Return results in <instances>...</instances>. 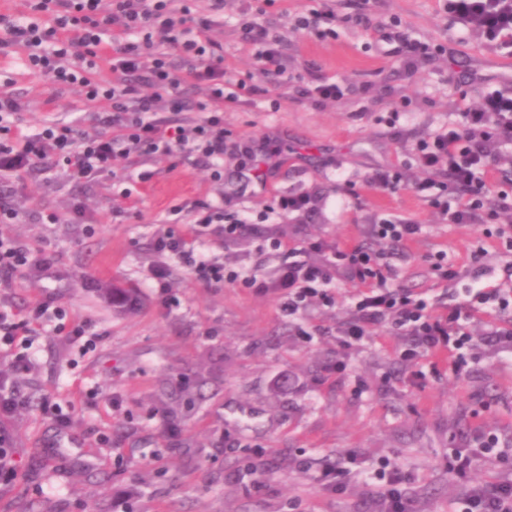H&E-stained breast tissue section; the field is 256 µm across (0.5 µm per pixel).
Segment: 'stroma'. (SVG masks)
<instances>
[{
	"instance_id": "35a3bbf8",
	"label": "stroma",
	"mask_w": 512,
	"mask_h": 512,
	"mask_svg": "<svg viewBox=\"0 0 512 512\" xmlns=\"http://www.w3.org/2000/svg\"><path fill=\"white\" fill-rule=\"evenodd\" d=\"M448 0H272L260 21L282 38L288 80H268V96L224 107L233 138L269 135L287 150L269 175L270 193L225 157L212 180L193 160L172 165L154 157L118 161L114 175L85 182L64 169L39 175L0 171V201L19 214L0 237L42 249L45 268L21 270L0 285V305L23 310L44 300L64 309L34 338L36 365L18 381L29 407L1 421L13 442L14 477L0 476V512H383L375 469L409 473L404 487L413 512H448L472 488L512 479V461H472L466 477L448 471L452 449L472 448L477 432L512 448V353L486 344L485 322L471 323L477 347L466 374L410 385L412 366L398 361L403 337L389 327L340 348L336 329L350 313L360 284L339 274L332 306L313 305L297 319L281 310L276 283L286 248L321 239L341 245H385L372 224L406 218L422 233L393 255L400 285L415 292L444 289L438 254L464 270L457 283H505L512 251L477 224H451L413 183L426 175L412 159L416 143L465 107L492 94L512 96V51L447 8ZM242 0H224V23L211 36L224 46V71L238 80L255 74L252 49L240 27ZM336 14V33L292 28L295 16L322 7ZM398 21L427 42L429 57L406 63L374 33V22ZM21 50L0 55L7 92L19 97L22 128L60 119L86 135L101 134L97 106L76 86L59 88L24 73ZM345 86L342 97H301L317 76ZM402 114L398 129L382 119ZM400 168L406 188L388 192L368 178ZM151 172L139 182L140 172ZM135 192L122 200V188ZM282 190L318 197L316 213H269ZM233 199L254 231L227 243L204 232L197 248L225 269L256 275L262 285L207 287L177 258L158 252L170 208ZM57 220L49 224L46 214ZM284 247L272 249L270 238ZM137 288L143 306L116 316L100 288ZM88 325L86 336L73 328ZM315 329L311 341L296 326ZM346 364L334 372L336 360ZM109 435L104 444L100 435ZM355 453L366 471L351 472L341 492H320L326 465ZM263 458L256 478L251 465Z\"/></svg>"
}]
</instances>
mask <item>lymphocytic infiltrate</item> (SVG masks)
<instances>
[{"label":"lymphocytic infiltrate","instance_id":"lymphocytic-infiltrate-1","mask_svg":"<svg viewBox=\"0 0 512 512\" xmlns=\"http://www.w3.org/2000/svg\"><path fill=\"white\" fill-rule=\"evenodd\" d=\"M224 0H210V12L192 16L184 0H26L22 20L0 15V53L24 51L27 71L59 87L79 86L91 102L104 103L98 115L103 136H77L71 123L55 121L32 134L22 133L17 122L20 100L0 93V162L12 169L21 165L47 173L66 167L78 180L112 173L118 159L136 156L195 157L214 179L224 175V157H239L242 165L272 160L280 153L270 139L238 143L224 133V106L242 97L261 94L262 86L232 81L224 74V46L210 36L219 22ZM255 47L260 76L286 77L288 59L279 48L280 36L248 17L243 23ZM120 35H112V28ZM186 64L176 74L171 52ZM106 64L111 80L96 79L99 64ZM204 87L206 98L196 106L199 118L174 124L166 113L187 111L184 85ZM512 150V107L499 96L488 97L478 108H464L427 139L418 142L414 161L423 171L443 175L455 199L436 196L431 204L452 224H485L495 219L486 209L495 192V161ZM193 221L214 227L227 242L247 238L253 227L227 202L206 201L194 206ZM195 236L167 234L157 242L189 267L191 275L207 286L239 283L256 286L255 277L225 270L223 264L198 253ZM306 252L320 254L317 263L293 260L279 285L288 292V309L298 315L314 301L329 302L328 291L339 273L364 284L354 299L350 317L337 329L341 347L365 338L369 330L391 323L396 333L408 336L398 356L415 364L425 354L449 356L448 367L461 375L474 349L470 322L489 307L512 313L511 288H468L461 299L432 298L396 286L397 272L385 253L361 244L340 246L323 240L308 242ZM45 251L31 252L13 240L0 238V283L10 282L21 269L48 265ZM61 308L40 303L26 317L0 308V346L13 345L23 336L36 335L49 318L61 317ZM32 368L28 353L12 354L10 366L0 372V419L23 409L26 398L17 380ZM455 512H512V479L472 490L457 503Z\"/></svg>","mask_w":512,"mask_h":512}]
</instances>
